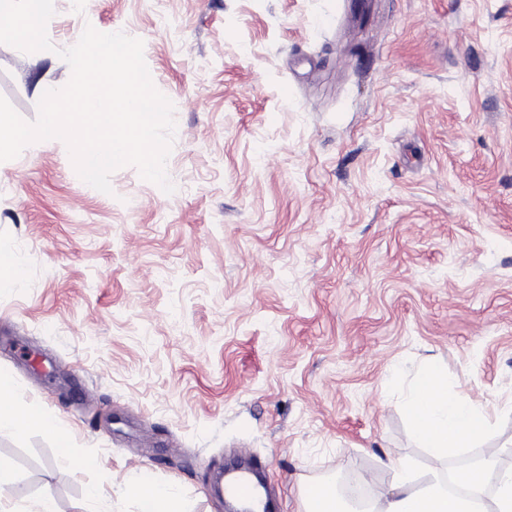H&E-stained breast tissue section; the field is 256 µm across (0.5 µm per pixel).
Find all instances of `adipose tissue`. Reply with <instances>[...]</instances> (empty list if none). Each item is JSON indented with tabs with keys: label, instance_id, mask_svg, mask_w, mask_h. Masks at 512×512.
I'll use <instances>...</instances> for the list:
<instances>
[{
	"label": "adipose tissue",
	"instance_id": "adipose-tissue-1",
	"mask_svg": "<svg viewBox=\"0 0 512 512\" xmlns=\"http://www.w3.org/2000/svg\"><path fill=\"white\" fill-rule=\"evenodd\" d=\"M12 386L0 377V430L17 434L40 427L54 431V424L39 412L9 403ZM407 414L417 436L437 453H449L467 447L488 425L483 405L448 395V386L435 366L424 369L411 385L406 398ZM496 452H489L481 468L462 475L467 496L449 493L439 480L416 490L410 470L394 464L395 479L390 492L380 494L371 503L370 512H477L485 488L495 491L493 512H512V472L500 471ZM127 497L136 500L141 512H183L179 499L166 489L129 480L124 486Z\"/></svg>",
	"mask_w": 512,
	"mask_h": 512
}]
</instances>
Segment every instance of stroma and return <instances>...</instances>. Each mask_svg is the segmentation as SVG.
Masks as SVG:
<instances>
[{
    "label": "stroma",
    "instance_id": "obj_1",
    "mask_svg": "<svg viewBox=\"0 0 512 512\" xmlns=\"http://www.w3.org/2000/svg\"><path fill=\"white\" fill-rule=\"evenodd\" d=\"M88 25L143 41L175 191L104 194L58 139L0 162V375L65 436L0 431V512H139L132 478L224 512L238 459L277 512L391 459L512 471V0H57L52 50L0 44L24 119ZM430 362L489 416L444 457L403 407Z\"/></svg>",
    "mask_w": 512,
    "mask_h": 512
}]
</instances>
